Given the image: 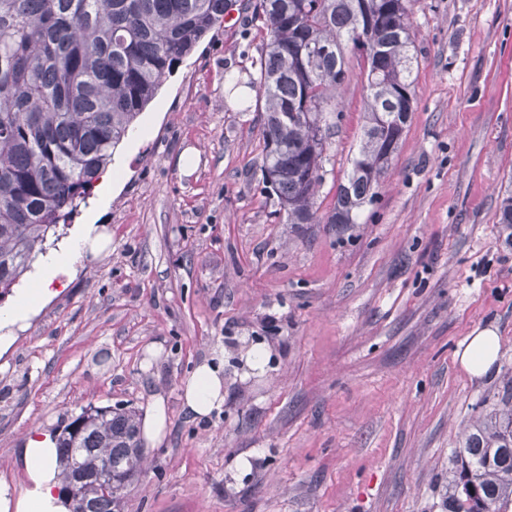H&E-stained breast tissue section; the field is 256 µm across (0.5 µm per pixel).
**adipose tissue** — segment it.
<instances>
[{
    "label": "adipose tissue",
    "mask_w": 512,
    "mask_h": 512,
    "mask_svg": "<svg viewBox=\"0 0 512 512\" xmlns=\"http://www.w3.org/2000/svg\"><path fill=\"white\" fill-rule=\"evenodd\" d=\"M109 237L101 224L79 225L57 250L40 257L34 268L31 288L21 291L7 307H0V355L6 354L28 320L49 301L63 279L72 278L78 265L106 247ZM500 341L493 329L484 328L467 337L457 356L460 364L475 378H481L496 362ZM223 354L198 365L182 384L185 408L195 417L208 416L224 403ZM56 434L40 425L25 437L23 459L28 484L14 491L0 482V512H68V502L60 493L56 465Z\"/></svg>",
    "instance_id": "obj_1"
}]
</instances>
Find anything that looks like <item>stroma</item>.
Wrapping results in <instances>:
<instances>
[{"label":"stroma","instance_id":"obj_1","mask_svg":"<svg viewBox=\"0 0 512 512\" xmlns=\"http://www.w3.org/2000/svg\"><path fill=\"white\" fill-rule=\"evenodd\" d=\"M255 2L232 0L115 148L118 181L48 235L50 251L105 200L111 250L0 356V480L27 485L32 427L159 395L166 436L126 512H445L453 451L512 377V0H416L413 111L347 225L327 217L363 134L365 59L345 52L319 221L287 223L261 171L264 101L225 84L259 77ZM485 327L501 349L476 380L456 352ZM218 347L224 405L198 419L181 384Z\"/></svg>","mask_w":512,"mask_h":512}]
</instances>
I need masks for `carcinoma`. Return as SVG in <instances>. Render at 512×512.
Returning <instances> with one entry per match:
<instances>
[{
  "label": "carcinoma",
  "mask_w": 512,
  "mask_h": 512,
  "mask_svg": "<svg viewBox=\"0 0 512 512\" xmlns=\"http://www.w3.org/2000/svg\"><path fill=\"white\" fill-rule=\"evenodd\" d=\"M414 0H257L267 42L263 180L289 224L317 223L327 113L345 47L367 60L365 125L329 224H355L399 148L413 96ZM232 0H0V288L85 201L130 124L224 20ZM454 452L446 512H512V380ZM73 512H124L144 453L136 411L84 409L59 438ZM112 462V491L93 476Z\"/></svg>",
  "instance_id": "1"
}]
</instances>
